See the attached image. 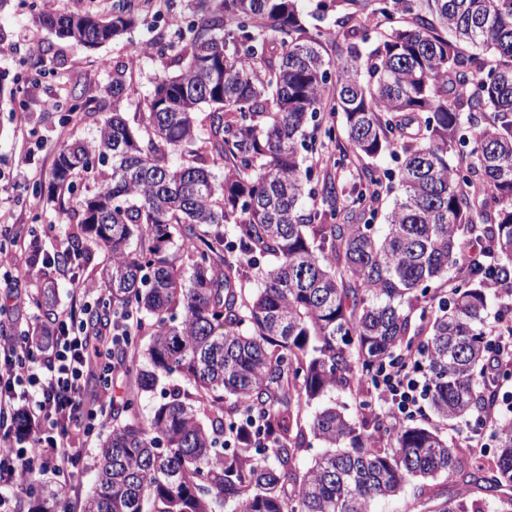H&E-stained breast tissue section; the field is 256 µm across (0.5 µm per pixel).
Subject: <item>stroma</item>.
I'll use <instances>...</instances> for the list:
<instances>
[{"mask_svg": "<svg viewBox=\"0 0 512 512\" xmlns=\"http://www.w3.org/2000/svg\"><path fill=\"white\" fill-rule=\"evenodd\" d=\"M116 0H7L0 6V295L28 293L32 250L50 255L69 231L60 205L40 193L61 145L92 142L98 120L62 117L52 102L82 97L97 106L109 97L112 69L124 68L140 94H149L160 60L146 48L158 37H175L194 19L192 0H134V21L119 39L86 50L34 27L31 8L108 17ZM41 43L31 54L29 39ZM38 239H31L30 229Z\"/></svg>", "mask_w": 512, "mask_h": 512, "instance_id": "obj_1", "label": "stroma"}]
</instances>
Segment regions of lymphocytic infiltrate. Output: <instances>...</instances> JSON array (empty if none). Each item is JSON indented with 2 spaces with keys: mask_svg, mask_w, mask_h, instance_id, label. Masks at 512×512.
<instances>
[{
  "mask_svg": "<svg viewBox=\"0 0 512 512\" xmlns=\"http://www.w3.org/2000/svg\"><path fill=\"white\" fill-rule=\"evenodd\" d=\"M71 283V306L57 314L52 336L0 339V512H16L29 464L43 462L67 480L77 476L83 446L111 419L127 388L126 367L91 360L89 349L95 341L110 347L126 341L135 317L75 323L74 310L91 305L93 290L76 275ZM375 388L394 423L418 412L423 389L408 369L388 366Z\"/></svg>",
  "mask_w": 512,
  "mask_h": 512,
  "instance_id": "obj_1",
  "label": "lymphocytic infiltrate"
}]
</instances>
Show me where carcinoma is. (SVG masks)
<instances>
[{
  "label": "carcinoma",
  "mask_w": 512,
  "mask_h": 512,
  "mask_svg": "<svg viewBox=\"0 0 512 512\" xmlns=\"http://www.w3.org/2000/svg\"><path fill=\"white\" fill-rule=\"evenodd\" d=\"M299 2L195 0L177 41L151 44L179 72L142 97L115 68L95 141L57 151L48 192L67 198L70 232L32 272V331L52 332L49 270L84 268L94 247L108 261L80 318L137 320L112 348L134 385L82 512H371L409 480L443 475L466 489L430 512H512V419L497 421L485 470L423 422L356 421L334 405L306 417L336 390L363 397L397 361L424 378L440 420L494 405L487 336L512 327V0H331L334 60L333 32L309 31ZM132 12L118 0L109 19L34 12L32 23L95 48ZM374 18L392 25L372 42ZM132 99L134 126L120 112ZM325 110L336 165L362 166L347 209L331 182L326 208L307 203L299 148ZM385 156L394 168L369 166ZM383 186L395 200L379 234L366 216ZM466 235L491 261L452 278ZM309 434L326 451L301 469ZM24 483L27 512H65L56 489Z\"/></svg>",
  "instance_id": "obj_1"
}]
</instances>
